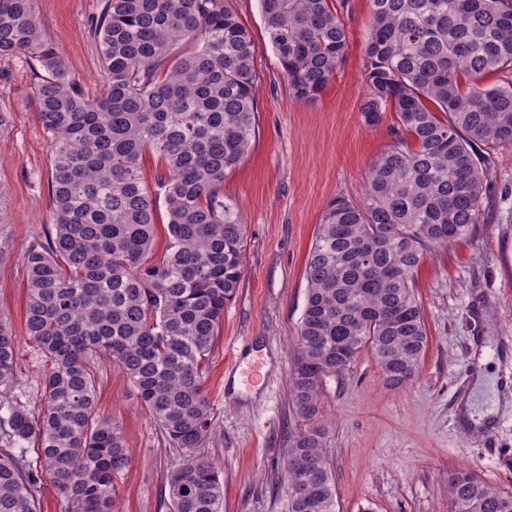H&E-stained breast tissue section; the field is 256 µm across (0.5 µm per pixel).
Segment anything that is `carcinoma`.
<instances>
[{"instance_id":"1","label":"carcinoma","mask_w":512,"mask_h":512,"mask_svg":"<svg viewBox=\"0 0 512 512\" xmlns=\"http://www.w3.org/2000/svg\"><path fill=\"white\" fill-rule=\"evenodd\" d=\"M368 2L361 117L376 127L392 112L396 124L360 200L327 205L307 256L289 384L308 428L283 456L286 512H336L323 380L365 349L388 382L416 376L428 334L414 273L426 251L482 223L487 157L476 146L512 144V0ZM260 3L290 92L316 99L348 49L333 0ZM96 35L107 89L90 99L35 0H0V58L22 55L37 71L53 204V232L23 261L26 337L52 362L36 413L13 393L18 340L0 321V512H37L46 478L64 512H115L130 454L95 411L103 355L181 455L167 512H223L224 482L202 452L213 434L204 363L245 266L224 177L255 135L253 39L229 0H104ZM150 153L162 165L152 187ZM159 199L170 247L153 264ZM448 497L454 512H512V494L467 471L450 477Z\"/></svg>"}]
</instances>
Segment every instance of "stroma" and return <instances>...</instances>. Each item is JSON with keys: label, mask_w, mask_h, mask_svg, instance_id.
I'll return each mask as SVG.
<instances>
[{"label": "stroma", "mask_w": 512, "mask_h": 512, "mask_svg": "<svg viewBox=\"0 0 512 512\" xmlns=\"http://www.w3.org/2000/svg\"><path fill=\"white\" fill-rule=\"evenodd\" d=\"M250 30L259 74L256 126L224 194L247 228L246 265L205 361L216 432L207 455L224 477V512H285L283 451L302 423L288 371L306 300L305 263L327 204L359 199L371 163L390 141L392 118L366 126L363 47L368 0H349L348 50L313 101L296 100L269 44L259 0H229ZM102 0H36L45 35L91 97L106 83L91 26ZM33 73L21 57L0 59V320L18 338L16 394L39 410L51 363L24 333L23 258L52 223L48 137L30 107ZM491 196L483 223L448 248L427 251L415 275L429 344L416 377L388 384L369 351L322 390L324 448L338 512H452L448 479L466 469L512 492V146L489 154ZM495 377L481 394L479 355ZM97 412L118 425L131 461L116 480L117 512H166L168 470L179 461L141 406L126 374L97 364Z\"/></svg>", "instance_id": "1"}]
</instances>
